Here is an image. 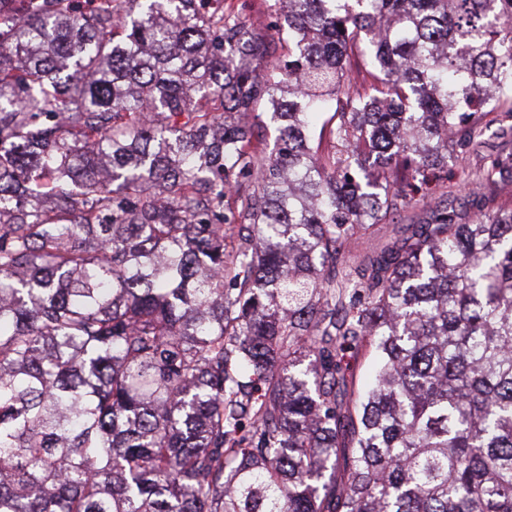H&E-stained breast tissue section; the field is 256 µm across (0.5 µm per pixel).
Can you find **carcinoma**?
Wrapping results in <instances>:
<instances>
[{
	"label": "carcinoma",
	"instance_id": "1",
	"mask_svg": "<svg viewBox=\"0 0 512 512\" xmlns=\"http://www.w3.org/2000/svg\"><path fill=\"white\" fill-rule=\"evenodd\" d=\"M270 8L0 0V512H512V0ZM265 1L266 0H238L237 3L239 4L245 3V17L249 29H252V27L263 28L269 24L270 19ZM481 164L480 158L471 155L462 161L452 160L448 162V172L452 175V182L448 190L458 196L457 202H463L465 196L477 187L475 172Z\"/></svg>",
	"mask_w": 512,
	"mask_h": 512
}]
</instances>
